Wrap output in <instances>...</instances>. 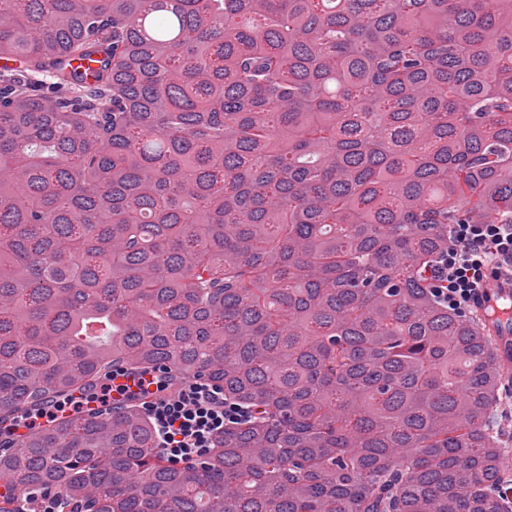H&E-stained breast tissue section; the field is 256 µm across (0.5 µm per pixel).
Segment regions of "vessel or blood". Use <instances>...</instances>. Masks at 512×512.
I'll return each mask as SVG.
<instances>
[{
    "label": "vessel or blood",
    "mask_w": 512,
    "mask_h": 512,
    "mask_svg": "<svg viewBox=\"0 0 512 512\" xmlns=\"http://www.w3.org/2000/svg\"><path fill=\"white\" fill-rule=\"evenodd\" d=\"M478 307L485 311V325L494 340L505 375H512V321L499 317L498 306L512 303V277L492 276L478 291Z\"/></svg>",
    "instance_id": "b4317fda"
}]
</instances>
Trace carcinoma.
Segmentation results:
<instances>
[{"instance_id": "1", "label": "carcinoma", "mask_w": 512, "mask_h": 512, "mask_svg": "<svg viewBox=\"0 0 512 512\" xmlns=\"http://www.w3.org/2000/svg\"><path fill=\"white\" fill-rule=\"evenodd\" d=\"M0 423L112 366L259 408L171 468L129 403L0 512H512L505 377L427 279L512 221V0H0ZM34 502V510L24 512H73L75 509H66L60 493L51 490H36L30 495Z\"/></svg>"}]
</instances>
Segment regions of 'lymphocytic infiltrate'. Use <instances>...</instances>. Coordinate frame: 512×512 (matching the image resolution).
Here are the masks:
<instances>
[{
  "label": "lymphocytic infiltrate",
  "instance_id": "1",
  "mask_svg": "<svg viewBox=\"0 0 512 512\" xmlns=\"http://www.w3.org/2000/svg\"><path fill=\"white\" fill-rule=\"evenodd\" d=\"M448 236V251L437 258L429 285L440 304L466 314L489 274H512V224H453ZM88 399L116 408L136 403L152 425L160 455L173 468L209 456L225 429L254 416L252 408L225 397L223 388L209 379L177 383L161 365L140 372L113 367Z\"/></svg>",
  "mask_w": 512,
  "mask_h": 512
}]
</instances>
